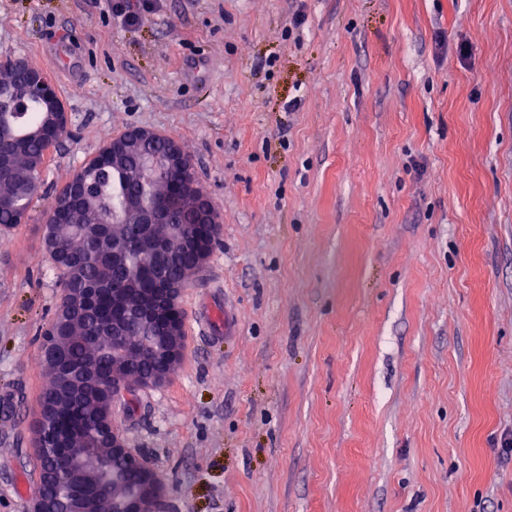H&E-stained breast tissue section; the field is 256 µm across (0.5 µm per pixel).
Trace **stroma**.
I'll use <instances>...</instances> for the list:
<instances>
[{
	"label": "stroma",
	"mask_w": 512,
	"mask_h": 512,
	"mask_svg": "<svg viewBox=\"0 0 512 512\" xmlns=\"http://www.w3.org/2000/svg\"><path fill=\"white\" fill-rule=\"evenodd\" d=\"M122 3L0 0L71 117L0 249V512L62 299L43 215L133 126L222 216L178 370L115 409L168 512H512V0Z\"/></svg>",
	"instance_id": "1"
}]
</instances>
